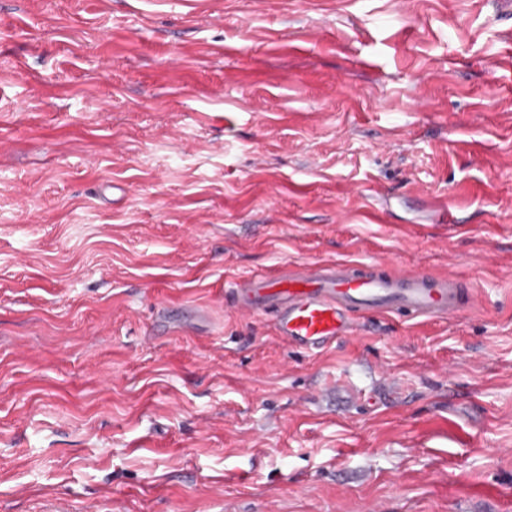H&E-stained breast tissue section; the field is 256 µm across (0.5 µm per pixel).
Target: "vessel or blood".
Instances as JSON below:
<instances>
[{
	"mask_svg": "<svg viewBox=\"0 0 512 512\" xmlns=\"http://www.w3.org/2000/svg\"><path fill=\"white\" fill-rule=\"evenodd\" d=\"M467 296L451 278L383 265H302L296 271L256 277L234 290L247 314L272 312L282 340L304 351H320L347 335L358 312L404 311L417 318L457 314Z\"/></svg>",
	"mask_w": 512,
	"mask_h": 512,
	"instance_id": "obj_1",
	"label": "vessel or blood"
}]
</instances>
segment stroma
Listing matches in <instances>:
<instances>
[{"label": "stroma", "mask_w": 512, "mask_h": 512, "mask_svg": "<svg viewBox=\"0 0 512 512\" xmlns=\"http://www.w3.org/2000/svg\"><path fill=\"white\" fill-rule=\"evenodd\" d=\"M377 261L477 304L231 299ZM61 499L512 512V0H0V512ZM469 294L452 278L415 270L393 272L382 264L318 263L238 284L234 299L247 314L276 313L282 340L320 351L346 336L351 314L404 311L417 318L457 314Z\"/></svg>", "instance_id": "1"}]
</instances>
